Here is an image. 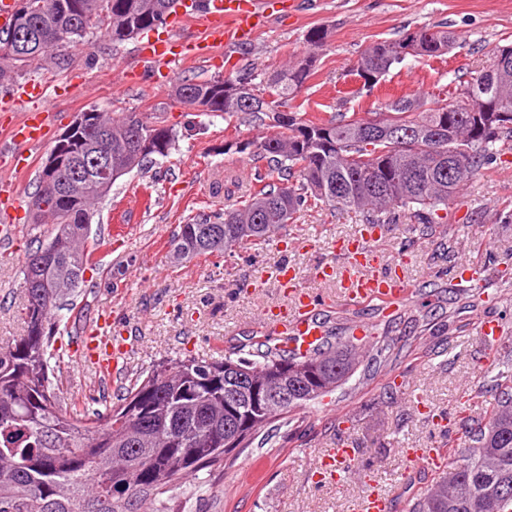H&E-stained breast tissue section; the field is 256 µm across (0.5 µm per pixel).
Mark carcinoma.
I'll return each instance as SVG.
<instances>
[{
    "mask_svg": "<svg viewBox=\"0 0 512 512\" xmlns=\"http://www.w3.org/2000/svg\"><path fill=\"white\" fill-rule=\"evenodd\" d=\"M180 0H18L12 24L0 28V80L25 76L33 64L60 61L53 34L69 31L68 49L94 33L128 41L165 23ZM31 34L27 46L9 45L12 31ZM328 38L323 27L306 35V52L295 64L257 81L242 70L233 78L185 79L174 88L226 121L249 116L272 119V137L234 141L224 150L267 160L270 182L224 211H200L179 225L169 241V258L222 255L232 247L260 246L309 201L362 212L370 224H443L448 203L458 198L479 170L512 141V45H495V62L471 73L453 96L434 106L417 96L388 100L380 116L311 120L277 110L296 95L314 71ZM456 46L436 25L399 39L382 40L362 51L351 67L370 93L407 57L436 59ZM254 86L252 103L241 102V87ZM269 94L265 99L263 94ZM99 127L112 137V160L123 175L98 181L82 162L94 143L77 139L67 160L84 184L49 195L41 166L32 196V223L52 224L47 238H35L23 268L26 334L0 347V512H137L138 504L166 503L187 477L199 478L234 462L270 422L258 418L231 446L224 445V363L268 370L288 365L314 369L346 384L360 364L356 349L326 342L310 357L268 349L255 358L185 357L161 361L126 388L123 398L93 413L66 408L55 393L51 360L60 359L50 315L77 295L89 257L84 249L99 204L122 176L139 171L153 157H167L178 140L163 122L131 112L98 109ZM137 123L154 139L143 152L131 147ZM406 130L410 137H400ZM256 230L239 232V225ZM497 379L498 399L486 417L466 431L469 444L448 455L445 469L416 498L413 512H512V364Z\"/></svg>",
    "mask_w": 512,
    "mask_h": 512,
    "instance_id": "carcinoma-1",
    "label": "carcinoma"
}]
</instances>
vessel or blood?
<instances>
[{"instance_id":"obj_1","label":"vessel or blood","mask_w":512,"mask_h":512,"mask_svg":"<svg viewBox=\"0 0 512 512\" xmlns=\"http://www.w3.org/2000/svg\"><path fill=\"white\" fill-rule=\"evenodd\" d=\"M272 5L273 0H191L187 17L197 26L198 36L185 40L172 35L147 41L141 44L139 55L145 62L155 65V79L172 81L174 74L168 66L174 60H209L223 46L252 42L266 25ZM47 89V83L29 80L12 84L9 93L0 95V112L12 115L5 130L15 144L35 147L45 143L52 117L51 108L45 104ZM31 100L38 101V108L20 112V105ZM375 234V229L367 227L359 237L337 241L340 266H319L316 277L325 281L343 275L348 303L357 305L376 300L389 308L408 299L411 289L408 281L397 272L381 271V251ZM273 275L281 292L292 295L293 305L289 308L276 303L267 306L263 311L264 320L281 329L280 345L287 352L313 353L325 339L323 327L315 316L317 295L300 287L294 269L283 267L274 270ZM126 351L125 343L91 334L82 345L83 358L102 373L117 369L118 360ZM405 454L417 466L431 471L442 469L446 463V451L442 448L413 446L407 448ZM355 456L356 450L348 441H339L318 460L315 471L325 480H343Z\"/></svg>"}]
</instances>
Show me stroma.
Wrapping results in <instances>:
<instances>
[{
    "label": "stroma",
    "instance_id": "35a3bbf8",
    "mask_svg": "<svg viewBox=\"0 0 512 512\" xmlns=\"http://www.w3.org/2000/svg\"><path fill=\"white\" fill-rule=\"evenodd\" d=\"M288 3V12L272 13L250 45L219 50L208 62H174L171 70L180 80L225 78L245 68L269 75L299 60L307 32L323 26L327 48L315 73L280 109L310 119L368 118L389 99L449 89L469 72L489 67L491 47L512 44V0ZM433 25L452 32L457 49L441 59L407 58L372 95H357L349 69L366 46ZM137 47L134 39L115 44L97 34L52 70L57 95L51 140L77 113L110 102L124 112L160 118L179 135L168 158L117 181L92 220L85 283L72 310L58 313L69 349L55 369L57 393L69 405L98 398L114 402L160 361L217 358L276 344L262 313L280 298L274 269L292 265L302 284L319 292V316L329 336L353 341L376 360L342 389L275 423L233 465L208 477L202 491L177 494L181 512H358L374 489L387 497L388 512H410L432 476L410 466L403 448L443 442L467 447L463 421L483 417L497 396L493 378L512 358V223L500 221L512 209V154L475 175L449 205L446 223L426 226L407 219L388 225L380 243L383 264L389 268L408 259L413 287L393 310L375 301L348 305L339 281L319 285L313 279L318 264L335 261L336 238L361 232L365 217L354 210L311 204L264 246L173 263L167 252L178 224L198 211L232 206L258 187L250 158L225 151L226 141L271 136L276 129L186 108L174 98L172 84H154L147 75L139 84L122 86L119 68H141ZM76 70L87 86L72 91L67 82ZM49 150L48 144L30 149L24 171L0 170V180L11 181L17 196L10 214L15 241L0 245V346L25 333L21 269L33 239L53 231L52 225L31 223L29 213ZM471 263L478 266L482 287L460 280ZM104 313L113 331L135 338L117 379L82 367L76 356L83 333ZM487 316L502 325L494 344L478 332L480 318ZM415 393L425 400L419 411L410 402ZM341 437L358 450L357 471L340 483L316 482L317 458ZM365 473L373 484L362 481Z\"/></svg>",
    "mask_w": 512,
    "mask_h": 512
}]
</instances>
